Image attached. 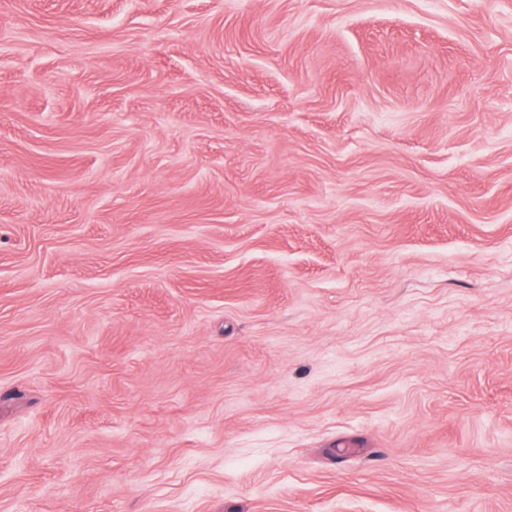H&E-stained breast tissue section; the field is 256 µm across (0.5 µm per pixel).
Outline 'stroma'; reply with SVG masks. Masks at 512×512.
<instances>
[{
  "label": "stroma",
  "instance_id": "1",
  "mask_svg": "<svg viewBox=\"0 0 512 512\" xmlns=\"http://www.w3.org/2000/svg\"><path fill=\"white\" fill-rule=\"evenodd\" d=\"M0 512H512V0H0Z\"/></svg>",
  "mask_w": 512,
  "mask_h": 512
}]
</instances>
